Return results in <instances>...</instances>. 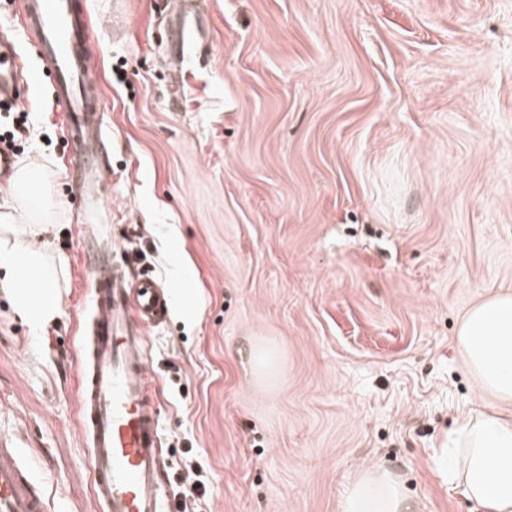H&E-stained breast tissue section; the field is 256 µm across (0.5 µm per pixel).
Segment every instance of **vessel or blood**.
Masks as SVG:
<instances>
[{
	"mask_svg": "<svg viewBox=\"0 0 512 512\" xmlns=\"http://www.w3.org/2000/svg\"><path fill=\"white\" fill-rule=\"evenodd\" d=\"M19 31L0 30V102L25 101L28 74L17 33L36 42L52 96L67 115V133L97 198L108 194L103 152V88L92 51L96 19L82 0H19ZM170 58L206 47L204 26L186 11L172 34ZM92 284L77 356L79 427L87 441L93 496L100 512H166L158 397L148 373L146 326L164 322L169 298L154 277L116 269L106 252L89 251ZM0 512H51L16 438L0 431Z\"/></svg>",
	"mask_w": 512,
	"mask_h": 512,
	"instance_id": "b4317fda",
	"label": "vessel or blood"
}]
</instances>
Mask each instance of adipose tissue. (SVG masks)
<instances>
[{
    "mask_svg": "<svg viewBox=\"0 0 512 512\" xmlns=\"http://www.w3.org/2000/svg\"><path fill=\"white\" fill-rule=\"evenodd\" d=\"M46 171L21 167L12 195L31 219L44 216ZM16 216L0 211V279L10 288L17 314L32 327L54 321L60 298L37 248L15 229ZM457 343L465 367L496 406L469 411L457 428L455 464L438 465L437 476L470 504L471 512H512V292L482 298L462 317ZM399 482L384 467L364 469L350 484L343 512H409Z\"/></svg>",
    "mask_w": 512,
    "mask_h": 512,
    "instance_id": "adipose-tissue-1",
    "label": "adipose tissue"
}]
</instances>
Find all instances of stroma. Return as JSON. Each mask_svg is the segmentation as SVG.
I'll return each mask as SVG.
<instances>
[{
  "mask_svg": "<svg viewBox=\"0 0 512 512\" xmlns=\"http://www.w3.org/2000/svg\"><path fill=\"white\" fill-rule=\"evenodd\" d=\"M86 2L110 194L71 192L66 116L19 37L15 163L51 176L34 242L63 264L60 314L31 331L0 288V430L53 512H96L75 369L90 224L168 290L147 337L175 512H342L374 464L413 512H469L432 467L488 402L461 317L512 290V0H200L212 49L175 79L177 0Z\"/></svg>",
  "mask_w": 512,
  "mask_h": 512,
  "instance_id": "stroma-1",
  "label": "stroma"
}]
</instances>
